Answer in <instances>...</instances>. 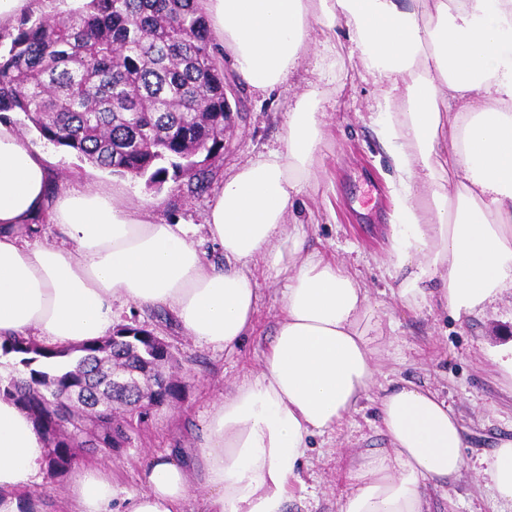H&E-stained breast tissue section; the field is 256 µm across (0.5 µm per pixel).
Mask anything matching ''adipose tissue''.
<instances>
[{
    "instance_id": "ef3b65f1",
    "label": "adipose tissue",
    "mask_w": 512,
    "mask_h": 512,
    "mask_svg": "<svg viewBox=\"0 0 512 512\" xmlns=\"http://www.w3.org/2000/svg\"><path fill=\"white\" fill-rule=\"evenodd\" d=\"M217 46L252 88L285 84L315 34L345 27L384 85L380 134L392 149L398 207L388 262L411 308L462 318L512 294V0H199ZM282 150L239 167L204 226L224 257L207 262L184 224L126 205L101 183L52 187L42 147L0 122V340L61 349L108 336L112 302L168 309L187 336L233 348L255 326L260 260L285 283L259 368L216 404L197 447L158 455L140 489L118 492L97 466L78 469L64 512H186L192 470L205 512H286L309 439L355 412L378 374V315L364 282L308 248L288 220L314 178L324 115L316 98L286 115ZM67 240L33 245L36 216ZM388 445L357 456L339 512H430L460 476L464 433L439 393L401 382L377 394ZM45 443L0 398V512H33L28 490Z\"/></svg>"
}]
</instances>
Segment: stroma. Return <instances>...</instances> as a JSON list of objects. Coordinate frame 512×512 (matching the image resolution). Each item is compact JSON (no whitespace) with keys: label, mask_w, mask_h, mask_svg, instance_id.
Returning a JSON list of instances; mask_svg holds the SVG:
<instances>
[{"label":"stroma","mask_w":512,"mask_h":512,"mask_svg":"<svg viewBox=\"0 0 512 512\" xmlns=\"http://www.w3.org/2000/svg\"><path fill=\"white\" fill-rule=\"evenodd\" d=\"M344 28L313 41L288 82L270 93L248 86L237 74L231 53L221 49L226 99L233 114L225 124L224 157L217 161L213 187H220L238 167L282 148L287 112L309 95H317L325 112L323 139L315 155V179L303 195L298 217L309 247L357 271L380 302L374 334L379 347L378 381L427 385L446 397L465 430V470L431 500V512H512L498 500L483 472V461L501 442L512 439V383L492 353L512 342V296L503 295L495 309L455 319L440 306L413 310L395 293L401 279L383 265L390 248L389 216L396 202L389 181L394 164L379 135L376 99L381 82L349 54ZM55 175L82 184L115 181L100 169L61 148L49 147ZM125 200L136 206L157 202L158 219L198 227L196 239L204 258L219 253L200 231L210 194L188 191L183 182L167 181L154 189L142 179H125ZM253 273L259 286L256 334L243 347L229 350L192 341L158 309L123 299L112 302L114 325L142 327L162 338L181 361L184 397L161 410L134 447L92 461L112 473L117 488L138 487L150 457L200 441L205 420L235 380L260 365L282 310V287L264 262ZM301 467L302 483L288 512H337L351 461L372 448H383L382 432L371 401L337 426L311 438Z\"/></svg>","instance_id":"obj_1"}]
</instances>
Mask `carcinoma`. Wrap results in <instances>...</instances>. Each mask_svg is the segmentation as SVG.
Listing matches in <instances>:
<instances>
[{"instance_id": "obj_1", "label": "carcinoma", "mask_w": 512, "mask_h": 512, "mask_svg": "<svg viewBox=\"0 0 512 512\" xmlns=\"http://www.w3.org/2000/svg\"><path fill=\"white\" fill-rule=\"evenodd\" d=\"M11 113L97 167L205 192L224 154V68L199 0H86L57 20L21 18L0 47V121ZM0 355L14 360L0 397L43 436L51 479L88 452L132 447L185 391L180 362L144 328L59 351L13 336Z\"/></svg>"}]
</instances>
